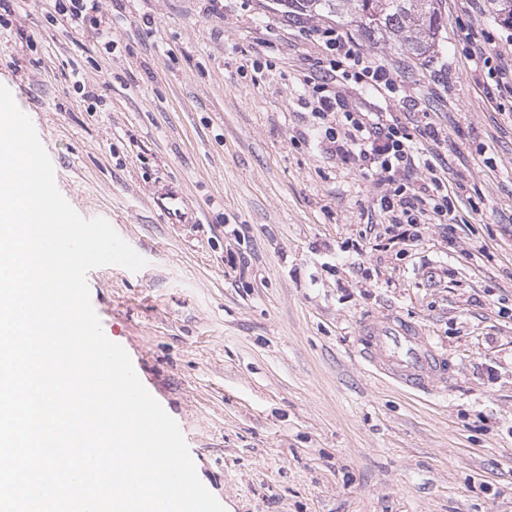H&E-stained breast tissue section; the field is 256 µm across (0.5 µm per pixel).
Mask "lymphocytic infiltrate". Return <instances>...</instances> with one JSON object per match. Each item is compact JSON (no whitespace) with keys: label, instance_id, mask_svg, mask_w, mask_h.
I'll return each instance as SVG.
<instances>
[{"label":"lymphocytic infiltrate","instance_id":"1","mask_svg":"<svg viewBox=\"0 0 512 512\" xmlns=\"http://www.w3.org/2000/svg\"><path fill=\"white\" fill-rule=\"evenodd\" d=\"M318 36L329 56L327 64L319 68L321 82L354 79L376 90L393 89L394 83L385 66L367 56L351 40L330 27L319 30ZM344 118L343 133L329 127L324 136L331 142L344 137L362 160L373 165L380 183L385 184V191L374 201L387 219L376 235L381 249L388 250L419 238L422 225L457 223L459 195L449 186L446 171L430 168L429 182L421 187L401 182V174L415 163L416 151L413 137L405 127L397 120L372 119L361 112L345 113Z\"/></svg>","mask_w":512,"mask_h":512}]
</instances>
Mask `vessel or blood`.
Wrapping results in <instances>:
<instances>
[{"label": "vessel or blood", "mask_w": 512, "mask_h": 512, "mask_svg": "<svg viewBox=\"0 0 512 512\" xmlns=\"http://www.w3.org/2000/svg\"><path fill=\"white\" fill-rule=\"evenodd\" d=\"M156 206L166 223L194 224L198 212L190 208L183 194L173 188L160 193ZM366 360L405 387H428L442 372L444 360L408 322L390 317L366 325L363 332Z\"/></svg>", "instance_id": "b4317fda"}]
</instances>
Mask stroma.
I'll list each match as a JSON object with an SVG mask.
<instances>
[{
    "mask_svg": "<svg viewBox=\"0 0 512 512\" xmlns=\"http://www.w3.org/2000/svg\"><path fill=\"white\" fill-rule=\"evenodd\" d=\"M98 5L76 28L55 0H0V84L69 204L146 259L91 270L90 300L204 486L226 512H512V94L473 56L512 70V28L487 0H443L441 46L419 58L352 14L275 0ZM317 27L394 80L332 86L349 111L439 129L411 181L445 168L462 223L376 249V175L313 137ZM172 182L200 223L163 222L153 195ZM391 313L448 358L428 390L361 353Z\"/></svg>",
    "mask_w": 512,
    "mask_h": 512,
    "instance_id": "35a3bbf8",
    "label": "stroma"
}]
</instances>
